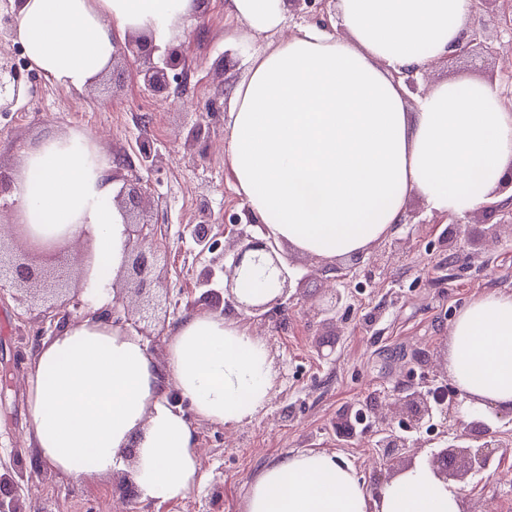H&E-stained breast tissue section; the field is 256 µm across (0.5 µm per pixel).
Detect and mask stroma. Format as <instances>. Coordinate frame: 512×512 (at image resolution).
Instances as JSON below:
<instances>
[{"instance_id": "1", "label": "stroma", "mask_w": 512, "mask_h": 512, "mask_svg": "<svg viewBox=\"0 0 512 512\" xmlns=\"http://www.w3.org/2000/svg\"><path fill=\"white\" fill-rule=\"evenodd\" d=\"M470 27H484V46L446 58L428 71L423 87L457 80L500 81L512 37L501 32L491 13L473 12ZM278 33L256 34L227 15L224 0H205L188 17L173 41L187 59L167 97L144 90L135 73L114 81L104 73L83 92H71L32 77L31 96L13 112L0 115V167L17 172L23 154L48 129L81 132L95 140L103 158L121 154L136 160L137 141L150 138L162 155L147 179L160 204L140 207L141 218L158 224L168 254V286L173 300L148 346L163 360L166 330L184 314L215 310L218 301L203 298L196 280L211 260L199 254L186 225L199 220L208 204L213 234L228 243L225 212L244 213L224 156L228 95L226 85L242 80L252 57L279 40ZM234 66L223 72L222 62ZM209 128L207 138L187 145L196 123ZM283 260L293 272L296 305L266 321L253 322L264 336L277 370L273 396L254 419L236 429L192 418L202 450L204 483L175 502L142 500L132 480L106 477L95 485L52 470L28 446L26 381L43 342L40 306L22 304L13 293L0 296V359L8 366V385L0 389V465L13 484L0 496L16 499L21 512H243L252 481L271 461L291 453L318 450L340 456L366 480H391L411 466L428 462L432 453L452 442L442 415L417 433L418 449L384 466L377 447L376 421L350 433L345 408L353 402L384 409L410 388L445 385L448 334L456 312L474 296L494 289L512 291V228L480 211L462 223L428 211L412 197L406 223L362 255L339 259L332 271L281 244ZM349 274L354 292L345 319L325 321L315 309L325 302L339 274ZM492 423L500 449L490 469L465 475L457 460L454 473L467 512H512V413L499 412Z\"/></svg>"}]
</instances>
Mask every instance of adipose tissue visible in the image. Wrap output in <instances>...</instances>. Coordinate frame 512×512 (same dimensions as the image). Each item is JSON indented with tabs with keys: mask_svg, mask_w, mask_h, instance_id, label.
Wrapping results in <instances>:
<instances>
[{
	"mask_svg": "<svg viewBox=\"0 0 512 512\" xmlns=\"http://www.w3.org/2000/svg\"><path fill=\"white\" fill-rule=\"evenodd\" d=\"M472 0H337L344 30L285 35L283 0H224L257 34L280 39L255 56L229 95L224 152L236 188L268 236L334 261L367 252L402 223L412 196L430 212L461 217L500 201L512 171V111L496 84L444 82L409 109L402 69L451 53ZM194 0H21L15 38L46 79L91 85L129 35L167 42ZM109 164L86 137L46 132L25 156L14 201L24 223L64 248L93 250L88 276L106 285L126 254L127 226L112 201ZM94 315L66 320L39 348L29 375L28 443L50 467L94 482L125 467L142 499L174 502L200 485L191 423L168 400L174 389L198 418L224 426L252 419L270 400L273 362L264 337L234 314L198 310L169 331L157 362L135 330ZM448 372L463 413L512 410V291L492 290L458 312ZM459 490L424 465L371 495L335 455L305 451L269 463L244 512H463Z\"/></svg>",
	"mask_w": 512,
	"mask_h": 512,
	"instance_id": "ef3b65f1",
	"label": "adipose tissue"
}]
</instances>
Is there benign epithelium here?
<instances>
[{
  "mask_svg": "<svg viewBox=\"0 0 512 512\" xmlns=\"http://www.w3.org/2000/svg\"><path fill=\"white\" fill-rule=\"evenodd\" d=\"M335 0H288L294 10H306L316 7L315 19L325 27L329 25L328 5ZM129 65L137 66L145 90L153 95H162L170 89L169 71L185 63L182 55L174 48L161 49L153 40L135 36L129 37L112 56ZM29 73L21 70L13 58L0 56V112L12 111L19 99L26 97L29 87ZM159 151L147 138L139 141V166L126 163L129 175L123 178V185L113 195V202L121 211L127 224L128 241L123 269L117 280L123 287L112 289V307L99 311V317L114 323L128 324L143 336L151 337L148 331L157 320L161 306L156 291L164 289V273L168 263L162 262V249L158 238V225L146 220L139 221L134 216L131 206L136 200L152 198L151 186L138 174L137 168L151 170L156 167ZM201 220L193 225L191 235L200 248V254H213L220 248L218 240L211 236V221L208 206L200 207ZM236 245L239 246L231 266L224 267V256L211 259L198 278V286L205 289L206 295L216 294L215 287L220 285L226 295L225 309L238 310L249 315L251 320H264L270 314L281 312L295 301L291 294L290 271L281 261L278 242L272 237L257 238L242 228L235 232ZM259 252L264 256L265 274L273 275L275 294L265 300L256 298L246 300L237 292V280L244 268L246 257ZM11 288L24 290L33 299H42L47 303L43 310V320H54L62 314L69 317L83 314L90 308L89 302L81 297V289L71 288L69 278L48 272L38 266L34 260L23 254H13L4 249V239L0 238V289ZM348 294L340 288L331 291L329 299L318 308V313L334 318L342 309H347ZM448 406L444 413L448 418V427H465L454 437L456 445H450L434 454L431 466L438 476L448 479V471L457 457L466 459V472L481 474L487 470L497 448V432L490 425L475 418L466 424L460 418V393L455 387L448 388ZM407 405L405 422L417 426L432 417L434 404L431 390H414L405 397ZM381 447L385 448L386 457L391 458L408 447L406 439L389 434L381 438Z\"/></svg>",
  "mask_w": 512,
  "mask_h": 512,
  "instance_id": "7a95c632",
  "label": "benign epithelium"
}]
</instances>
